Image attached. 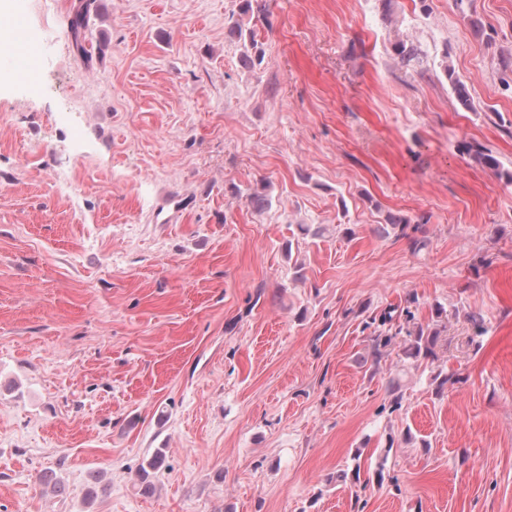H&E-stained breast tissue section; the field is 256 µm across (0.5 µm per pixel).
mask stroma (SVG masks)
<instances>
[{"mask_svg":"<svg viewBox=\"0 0 512 512\" xmlns=\"http://www.w3.org/2000/svg\"><path fill=\"white\" fill-rule=\"evenodd\" d=\"M41 2L0 85V512H512V183L466 153L512 170V0H270L250 69L238 0H96L89 66ZM469 151L471 152V157L480 165L495 171L500 177H504L508 182H512V172L509 170H501V163L496 156L493 155L491 150L481 145H471L469 147ZM438 333L427 332L422 327L416 330L413 342L403 351L407 358L416 359L419 357H431L437 345ZM165 454L162 449H157L151 457L142 464L139 469L140 491L149 494L153 490L152 478L164 467Z\"/></svg>","mask_w":512,"mask_h":512,"instance_id":"1","label":"stroma"}]
</instances>
